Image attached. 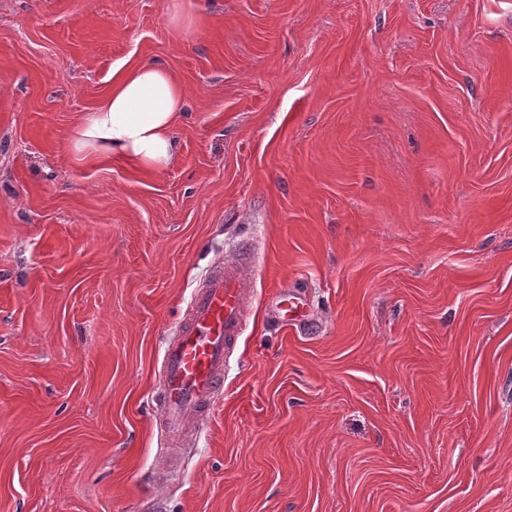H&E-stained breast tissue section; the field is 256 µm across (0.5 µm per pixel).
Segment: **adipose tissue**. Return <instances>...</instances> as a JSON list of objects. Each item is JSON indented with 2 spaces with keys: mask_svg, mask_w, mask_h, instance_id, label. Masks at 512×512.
I'll return each instance as SVG.
<instances>
[{
  "mask_svg": "<svg viewBox=\"0 0 512 512\" xmlns=\"http://www.w3.org/2000/svg\"><path fill=\"white\" fill-rule=\"evenodd\" d=\"M186 102L184 86L163 65H121L105 99L72 127L68 152L86 165L113 160L162 170L177 155L174 128Z\"/></svg>",
  "mask_w": 512,
  "mask_h": 512,
  "instance_id": "ef3b65f1",
  "label": "adipose tissue"
}]
</instances>
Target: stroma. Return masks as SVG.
Here are the masks:
<instances>
[{
    "label": "stroma",
    "mask_w": 512,
    "mask_h": 512,
    "mask_svg": "<svg viewBox=\"0 0 512 512\" xmlns=\"http://www.w3.org/2000/svg\"><path fill=\"white\" fill-rule=\"evenodd\" d=\"M173 2L0 0V512H512V0ZM136 61L175 162H75ZM251 246L170 456L164 343ZM288 302V296L280 294L272 319L281 327L287 329L288 326L300 328L306 323L307 314H297L296 311L298 306L292 307V303L290 304L291 306H288Z\"/></svg>",
    "instance_id": "1"
}]
</instances>
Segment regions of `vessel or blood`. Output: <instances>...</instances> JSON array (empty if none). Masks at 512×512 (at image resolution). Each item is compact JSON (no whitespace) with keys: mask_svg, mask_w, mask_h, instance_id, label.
<instances>
[{"mask_svg":"<svg viewBox=\"0 0 512 512\" xmlns=\"http://www.w3.org/2000/svg\"><path fill=\"white\" fill-rule=\"evenodd\" d=\"M251 284V276L239 265L217 266L195 289L181 328L164 346L160 410L178 441L194 436L197 417L223 386L227 352L246 325L245 296ZM273 320L284 328H298L307 318L283 295Z\"/></svg>","mask_w":512,"mask_h":512,"instance_id":"1","label":"vessel or blood"}]
</instances>
